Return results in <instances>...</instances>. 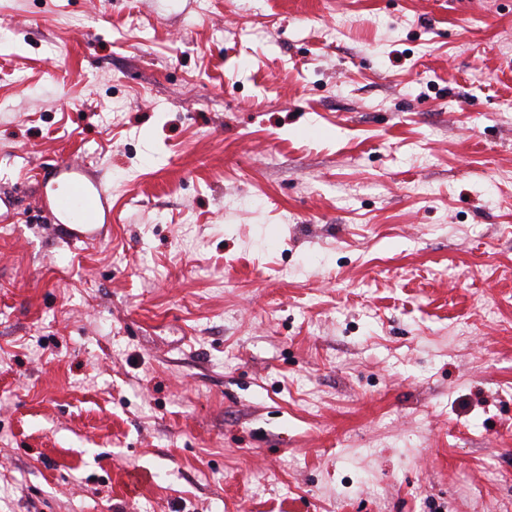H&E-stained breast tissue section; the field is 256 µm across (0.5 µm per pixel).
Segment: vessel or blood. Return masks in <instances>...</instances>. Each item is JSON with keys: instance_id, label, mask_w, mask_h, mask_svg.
Here are the masks:
<instances>
[{"instance_id": "1", "label": "vessel or blood", "mask_w": 512, "mask_h": 512, "mask_svg": "<svg viewBox=\"0 0 512 512\" xmlns=\"http://www.w3.org/2000/svg\"><path fill=\"white\" fill-rule=\"evenodd\" d=\"M53 173L64 176L68 183L67 191L55 194L47 202L53 225L65 226L71 240L97 241L98 230L92 217L109 208L107 186L100 181H85L82 164L69 158L58 161Z\"/></svg>"}]
</instances>
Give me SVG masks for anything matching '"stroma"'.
I'll return each instance as SVG.
<instances>
[{
    "label": "stroma",
    "instance_id": "obj_1",
    "mask_svg": "<svg viewBox=\"0 0 512 512\" xmlns=\"http://www.w3.org/2000/svg\"><path fill=\"white\" fill-rule=\"evenodd\" d=\"M0 195V512H512V0H0ZM52 173L64 175L69 185L64 193H56L51 200L47 199L52 224L66 226L72 241L89 243L99 240L98 224L92 217L109 209L107 186L101 181H85L82 178L83 164L70 158L58 161Z\"/></svg>",
    "mask_w": 512,
    "mask_h": 512
}]
</instances>
